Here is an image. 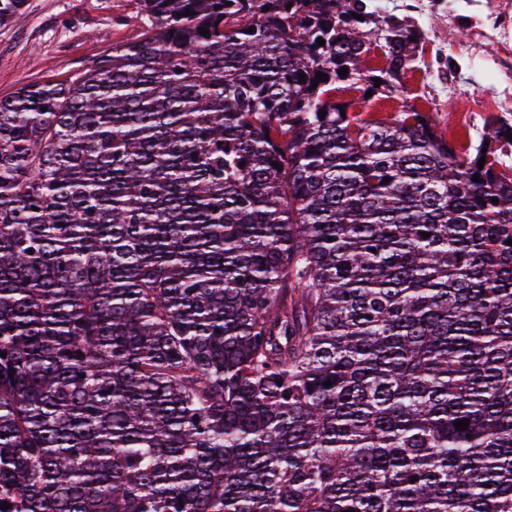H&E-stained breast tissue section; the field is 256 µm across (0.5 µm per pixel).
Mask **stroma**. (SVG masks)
Instances as JSON below:
<instances>
[{
    "label": "stroma",
    "mask_w": 512,
    "mask_h": 512,
    "mask_svg": "<svg viewBox=\"0 0 512 512\" xmlns=\"http://www.w3.org/2000/svg\"><path fill=\"white\" fill-rule=\"evenodd\" d=\"M381 15L417 27L426 52L405 70L389 98L362 102L359 86L340 83L337 101L356 102L363 118H382L411 102L458 154L473 152L488 121H512V10L489 0H365ZM141 30L138 0H27L0 27V97L19 85L63 80ZM490 107L474 111L476 96Z\"/></svg>",
    "instance_id": "35a3bbf8"
}]
</instances>
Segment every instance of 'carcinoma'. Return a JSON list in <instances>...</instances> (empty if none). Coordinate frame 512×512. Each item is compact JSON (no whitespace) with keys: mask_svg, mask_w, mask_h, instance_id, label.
Instances as JSON below:
<instances>
[{"mask_svg":"<svg viewBox=\"0 0 512 512\" xmlns=\"http://www.w3.org/2000/svg\"><path fill=\"white\" fill-rule=\"evenodd\" d=\"M139 2L0 97V512H512V122L336 102L364 0Z\"/></svg>","mask_w":512,"mask_h":512,"instance_id":"1","label":"carcinoma"}]
</instances>
